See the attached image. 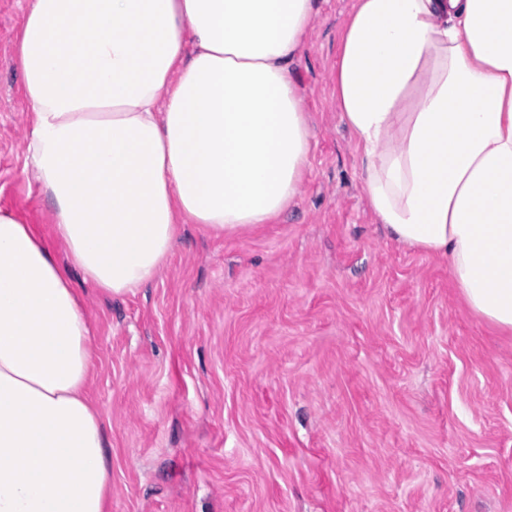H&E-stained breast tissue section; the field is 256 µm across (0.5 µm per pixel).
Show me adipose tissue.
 I'll return each instance as SVG.
<instances>
[{"mask_svg": "<svg viewBox=\"0 0 512 512\" xmlns=\"http://www.w3.org/2000/svg\"><path fill=\"white\" fill-rule=\"evenodd\" d=\"M316 14V0H30L26 166L85 281L132 293L180 225L237 233L287 209L312 140L289 63ZM335 94L377 221L447 258L468 307L512 330V0H355ZM67 269L0 209V512H106L111 443Z\"/></svg>", "mask_w": 512, "mask_h": 512, "instance_id": "ef3b65f1", "label": "adipose tissue"}]
</instances>
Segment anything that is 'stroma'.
I'll return each instance as SVG.
<instances>
[{"instance_id":"1","label":"stroma","mask_w":512,"mask_h":512,"mask_svg":"<svg viewBox=\"0 0 512 512\" xmlns=\"http://www.w3.org/2000/svg\"><path fill=\"white\" fill-rule=\"evenodd\" d=\"M0 0V208L66 264L25 168L15 43ZM352 0H318L291 64L314 138L271 224L181 225L160 275L89 318L87 388L112 443L108 512H512V332L479 318L446 259L377 224L332 73Z\"/></svg>"}]
</instances>
